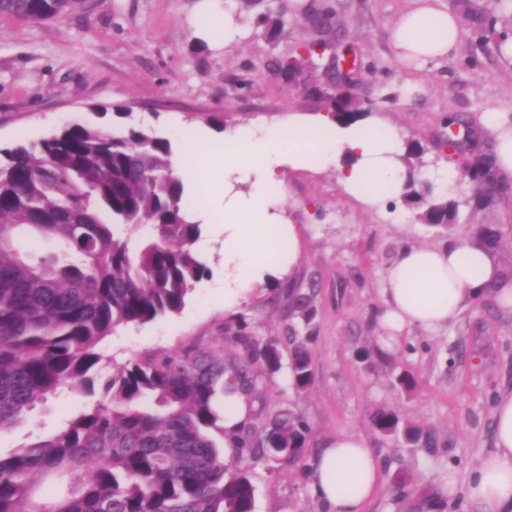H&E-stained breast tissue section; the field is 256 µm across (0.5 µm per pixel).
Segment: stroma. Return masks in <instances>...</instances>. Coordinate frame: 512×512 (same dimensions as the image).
<instances>
[{"label": "stroma", "mask_w": 512, "mask_h": 512, "mask_svg": "<svg viewBox=\"0 0 512 512\" xmlns=\"http://www.w3.org/2000/svg\"><path fill=\"white\" fill-rule=\"evenodd\" d=\"M279 2L259 0L248 14L238 0H217L216 9L227 10L238 30L229 44L223 23L206 24L203 0H88L84 13L41 24L0 16V149L38 141L72 123L106 131L134 125L169 137L179 156L189 137L204 145L228 128L281 125L297 112L325 115L324 104L290 89L273 68L274 60L317 39V32L292 10L275 41L254 22ZM329 2L338 8L334 52L360 62L359 76L385 124L420 141L428 159L444 167L449 161L436 144L448 135L449 116L471 128L480 149L495 152L484 116L495 108L512 113V56L502 49L512 40V0H473L496 18L494 32L482 36L461 21L455 51L420 69L399 64L392 44L394 24L412 0ZM118 107L126 118L116 117ZM505 183L507 193L484 207L464 185L458 223L449 230L420 223L400 201L359 204L342 192L334 171L289 175L282 210L303 232V257L293 275L247 296L235 311L225 310L224 246L204 224L197 249L209 274L183 309L120 329L101 347L117 363L174 352L223 335L233 317L283 352L292 336L306 337L312 385L295 389L284 365L266 376L261 390L270 411L302 414L307 443L292 462L247 460L253 512H326L311 492L309 468L339 433L367 437L381 462L382 487L367 512H415L419 490L440 491L443 512H482L465 488L494 446L495 401L512 390V309L489 295L445 326L413 329L390 344L378 316L385 270L405 247H444L471 225L491 224L502 239L497 258L512 267V178ZM293 284L314 292L310 321L290 317L276 296ZM404 376L409 384H401ZM93 402L81 391H62L28 424L0 432V454L53 433ZM381 408L432 431L438 447L378 435L372 416Z\"/></svg>", "instance_id": "stroma-1"}]
</instances>
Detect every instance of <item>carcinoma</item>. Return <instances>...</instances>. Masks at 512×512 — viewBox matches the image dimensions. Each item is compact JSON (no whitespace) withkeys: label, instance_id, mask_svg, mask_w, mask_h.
<instances>
[{"label":"carcinoma","instance_id":"1","mask_svg":"<svg viewBox=\"0 0 512 512\" xmlns=\"http://www.w3.org/2000/svg\"><path fill=\"white\" fill-rule=\"evenodd\" d=\"M86 0H0V15L32 22L81 11ZM462 16L482 29L494 24L472 0H457ZM337 9L308 5L305 23L321 37L276 62L284 79L305 78L333 47ZM284 11L263 19L269 39L284 26ZM328 113L344 125L372 108L348 93L327 96ZM427 149L405 141L408 181L402 201L423 224L451 226L460 201L419 179L429 166ZM168 139L141 127L111 132L73 124L35 143L0 151V431L30 418L39 404L64 388L78 387L100 399L56 432L36 436L0 457V512H252L255 487L243 469L228 470L224 448V395L256 405L232 435L240 460L273 455L299 458L308 427L294 411L269 414L259 384L281 367L277 345L246 331L239 319L225 336L192 343L179 352H153L113 364L101 343L119 327L144 325L178 313L208 273L195 245L201 227L185 199L183 177L171 164ZM461 176L479 186L488 202L502 189L496 156L459 153ZM150 226L135 243L134 231ZM50 239L55 250L36 258L18 244L20 235ZM478 243L494 248L496 228L479 224ZM288 314L309 320L312 296L291 287L279 293ZM239 349L224 362V338ZM294 385L313 382L309 350L291 337ZM381 435L403 433L411 443L435 448L430 432L401 425L394 410L372 417ZM65 482L64 493L46 500L41 481Z\"/></svg>","mask_w":512,"mask_h":512}]
</instances>
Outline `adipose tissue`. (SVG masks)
I'll list each match as a JSON object with an SVG mask.
<instances>
[{
    "mask_svg": "<svg viewBox=\"0 0 512 512\" xmlns=\"http://www.w3.org/2000/svg\"><path fill=\"white\" fill-rule=\"evenodd\" d=\"M397 20L393 43L400 64L419 68L451 54L460 40L457 16L439 0H415ZM368 116L349 126L330 118L300 116L287 125L225 133L209 147L224 160V307L235 309L245 295L263 288L301 258L296 225L285 222L271 185L286 173L335 171L343 193L370 207L400 198L408 172L401 157L405 137ZM493 292L512 308V276L494 252L466 236L447 247L410 246L386 269L383 324L394 336L412 328H434L454 319L471 302ZM494 449L483 457L466 486L467 497L484 512H512V392L493 410ZM310 486L328 512H365L381 487V466L368 440L342 433L328 441L312 465Z\"/></svg>",
    "mask_w": 512,
    "mask_h": 512,
    "instance_id": "adipose-tissue-1",
    "label": "adipose tissue"
}]
</instances>
